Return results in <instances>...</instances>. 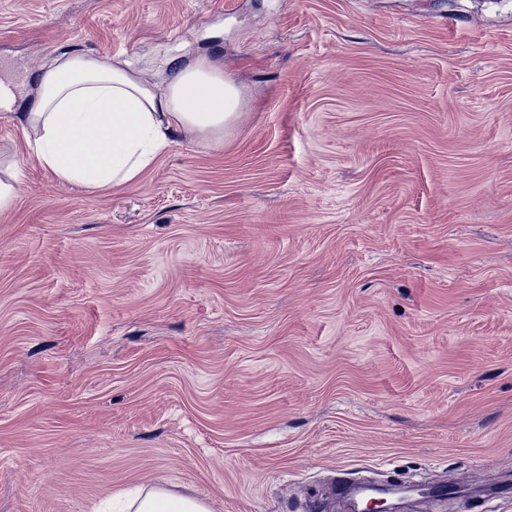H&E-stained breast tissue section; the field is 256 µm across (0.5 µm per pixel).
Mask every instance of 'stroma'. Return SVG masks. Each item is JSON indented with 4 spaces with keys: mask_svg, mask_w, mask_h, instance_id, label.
<instances>
[{
    "mask_svg": "<svg viewBox=\"0 0 512 512\" xmlns=\"http://www.w3.org/2000/svg\"><path fill=\"white\" fill-rule=\"evenodd\" d=\"M81 53L209 56L243 114L65 183L22 114ZM6 78L0 512L512 479V0H0Z\"/></svg>",
    "mask_w": 512,
    "mask_h": 512,
    "instance_id": "stroma-1",
    "label": "stroma"
}]
</instances>
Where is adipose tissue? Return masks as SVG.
I'll return each mask as SVG.
<instances>
[{"label": "adipose tissue", "mask_w": 512, "mask_h": 512, "mask_svg": "<svg viewBox=\"0 0 512 512\" xmlns=\"http://www.w3.org/2000/svg\"><path fill=\"white\" fill-rule=\"evenodd\" d=\"M165 88L94 55L56 60L25 115L38 163L86 189L135 180L177 141L223 144L241 117L239 84L210 57L165 72ZM128 512H211L198 497L154 486Z\"/></svg>", "instance_id": "obj_1"}]
</instances>
